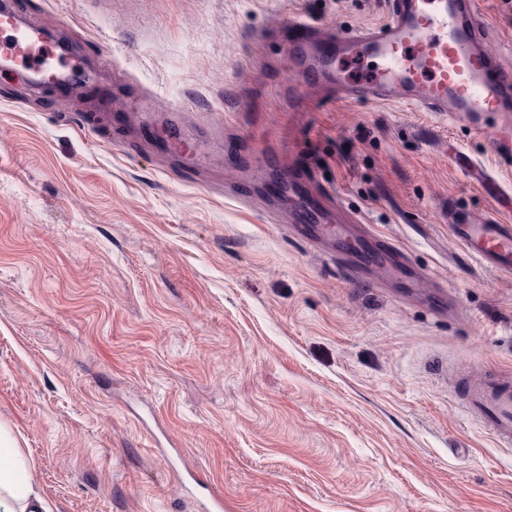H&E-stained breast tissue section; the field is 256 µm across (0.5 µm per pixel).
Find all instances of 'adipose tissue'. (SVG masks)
<instances>
[{"instance_id": "obj_1", "label": "adipose tissue", "mask_w": 512, "mask_h": 512, "mask_svg": "<svg viewBox=\"0 0 512 512\" xmlns=\"http://www.w3.org/2000/svg\"><path fill=\"white\" fill-rule=\"evenodd\" d=\"M30 468L12 431L0 424V512H51L29 477Z\"/></svg>"}]
</instances>
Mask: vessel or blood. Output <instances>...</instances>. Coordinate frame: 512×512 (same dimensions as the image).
I'll use <instances>...</instances> for the list:
<instances>
[{"mask_svg": "<svg viewBox=\"0 0 512 512\" xmlns=\"http://www.w3.org/2000/svg\"><path fill=\"white\" fill-rule=\"evenodd\" d=\"M386 18L367 28L319 24L289 18L281 36L301 86L320 85L337 99L358 104H399L437 117L465 118L472 137L488 138L494 165L456 150L450 159L465 178L493 190L495 217L475 220L450 208L456 243L484 267L512 275V185L501 177L512 169V70L487 47L480 27L479 0H384ZM370 61L354 77L341 59ZM29 65L34 81L44 72L73 75L77 69L37 28L25 24L11 0H0V69ZM498 117V132L487 136L484 114ZM296 232L316 241L313 206L296 208ZM468 406L500 445L512 446V376L470 382Z\"/></svg>", "mask_w": 512, "mask_h": 512, "instance_id": "obj_1", "label": "vessel or blood"}]
</instances>
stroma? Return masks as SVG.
Instances as JSON below:
<instances>
[{
	"mask_svg": "<svg viewBox=\"0 0 512 512\" xmlns=\"http://www.w3.org/2000/svg\"><path fill=\"white\" fill-rule=\"evenodd\" d=\"M94 74H0V423L53 512H512V447L456 379L512 374V276L448 232L493 203L465 126L307 93L269 32L384 0H13ZM512 70V0H483ZM416 272L356 278L295 238L288 142ZM452 291L445 315L428 306Z\"/></svg>",
	"mask_w": 512,
	"mask_h": 512,
	"instance_id": "stroma-1",
	"label": "stroma"
}]
</instances>
